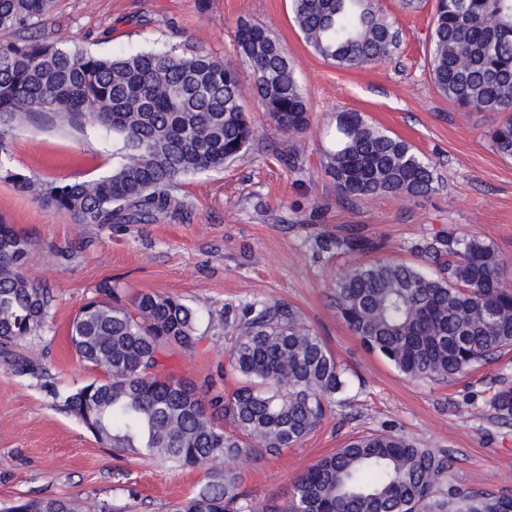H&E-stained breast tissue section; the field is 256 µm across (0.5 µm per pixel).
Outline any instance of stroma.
<instances>
[{"mask_svg": "<svg viewBox=\"0 0 512 512\" xmlns=\"http://www.w3.org/2000/svg\"><path fill=\"white\" fill-rule=\"evenodd\" d=\"M380 4L399 31L395 55L340 68L306 45L289 0H56L36 29L38 39L105 56L192 49L236 64L241 101L258 133L244 157L182 179L185 217L152 224H80L0 178V222L28 240L25 274L54 296L41 335L17 347L38 355L44 374L21 376L0 361L1 506L60 498L108 512H170L209 479L203 468L115 455L58 406L55 392L95 376L75 355L69 325L107 279L130 296L173 295L198 309L200 341L166 360L174 378L232 390L237 377L219 373L227 342L217 319L224 308L267 299L295 305L345 369L351 387L335 413L296 446L242 464L241 488L261 512L282 506L293 480L319 458L376 431L448 453L447 482L456 489L512 494V420L493 404L499 389L512 387V352L448 380H412L369 352L331 302L334 273L355 261L332 243L346 235L372 243L365 260L417 265L415 245L453 227L491 243L512 282V159L490 144L494 117L460 108L435 88L431 6L405 12L398 0ZM244 21L269 29L293 61L310 104L298 155H289L288 135L262 107L252 69L238 62L236 32ZM344 111L362 114L428 157L434 191L416 201L386 195L341 202L326 166L335 119ZM10 150L13 170L43 182L112 171L111 135L47 114L15 124Z\"/></svg>", "mask_w": 512, "mask_h": 512, "instance_id": "obj_1", "label": "stroma"}]
</instances>
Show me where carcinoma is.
Wrapping results in <instances>:
<instances>
[{
	"mask_svg": "<svg viewBox=\"0 0 512 512\" xmlns=\"http://www.w3.org/2000/svg\"><path fill=\"white\" fill-rule=\"evenodd\" d=\"M55 0H0V156L14 122L51 114L75 129L112 133V174L96 180L42 182L0 163V178L80 224H149L186 213L175 193L182 178L242 157L256 130L240 103L237 67L204 52L175 49L100 57L32 40ZM305 43L324 60L359 68L397 49L393 21L379 0H290ZM239 62L256 75L271 120L296 138L309 103L292 61L266 28L236 34ZM437 90L457 105L502 115L488 131L496 153L512 159V0H435L429 43ZM327 170L340 199L383 195L417 199L434 190L435 170L413 147L357 112L336 116ZM30 244L0 224V358L22 375L42 372L18 341L43 330L50 291L29 280ZM336 249L361 254L360 238ZM417 266L377 259L332 279L337 314L371 352L414 380H445L512 351V288L492 244L448 229L418 248ZM105 281L69 328L79 359L99 372L54 393L59 406L98 441L176 467L207 465L208 482L172 512H255L228 459L256 461L296 445L333 410L350 381L323 339L285 301L224 309L233 329L224 370L240 379L229 392L203 391L162 373L164 355L198 340L196 309L180 298L139 293L121 301ZM512 419V390L494 395ZM452 460L397 434L347 441L293 482L281 512H512V495L442 488Z\"/></svg>",
	"mask_w": 512,
	"mask_h": 512,
	"instance_id": "1",
	"label": "carcinoma"
}]
</instances>
